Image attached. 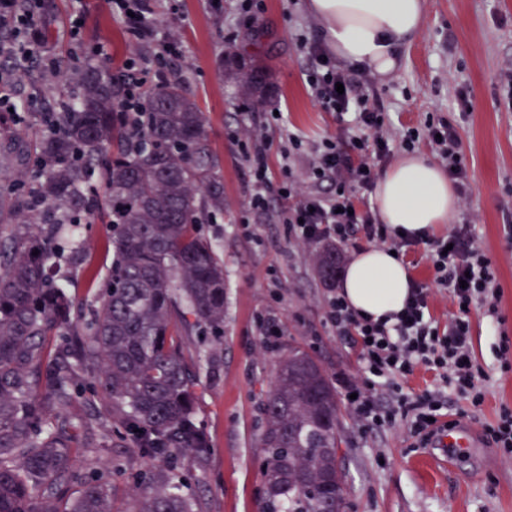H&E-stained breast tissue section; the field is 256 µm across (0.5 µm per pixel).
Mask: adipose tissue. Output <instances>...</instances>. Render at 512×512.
Listing matches in <instances>:
<instances>
[{"mask_svg":"<svg viewBox=\"0 0 512 512\" xmlns=\"http://www.w3.org/2000/svg\"><path fill=\"white\" fill-rule=\"evenodd\" d=\"M307 9L325 23L339 61L379 75L397 66L399 48L425 20L424 0H308ZM374 197L381 222L411 234L447 223L458 204L447 173L415 154L383 173ZM410 280L401 260L371 246L355 253L341 291L354 310L378 319L403 307Z\"/></svg>","mask_w":512,"mask_h":512,"instance_id":"1","label":"adipose tissue"}]
</instances>
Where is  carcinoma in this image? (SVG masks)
I'll list each match as a JSON object with an SVG mask.
<instances>
[{
    "instance_id": "cac0c4a2",
    "label": "carcinoma",
    "mask_w": 512,
    "mask_h": 512,
    "mask_svg": "<svg viewBox=\"0 0 512 512\" xmlns=\"http://www.w3.org/2000/svg\"><path fill=\"white\" fill-rule=\"evenodd\" d=\"M77 85L76 109L56 113L58 130L37 143L36 181L22 196L0 190V512H115L112 484L75 472L77 451L95 447L94 428L110 417L152 464L210 454L197 377L175 339L177 318L187 333L224 327V264L196 232L224 211L205 115L177 81L148 91L142 112L117 111L123 83L105 63L87 66ZM0 151L26 159L17 137ZM93 206L112 226V274L77 337L50 259L74 244L61 239L64 222ZM24 218L33 228L17 235L9 225ZM337 266L336 249H324L321 277L333 283ZM263 412L262 512H326L305 480L326 479L331 498L345 480L336 391L301 347L281 359ZM141 485L124 512H202L177 473L151 469Z\"/></svg>"
}]
</instances>
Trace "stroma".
Listing matches in <instances>:
<instances>
[{
  "instance_id": "obj_1",
  "label": "stroma",
  "mask_w": 512,
  "mask_h": 512,
  "mask_svg": "<svg viewBox=\"0 0 512 512\" xmlns=\"http://www.w3.org/2000/svg\"><path fill=\"white\" fill-rule=\"evenodd\" d=\"M216 14L209 0H179L178 31L186 46L174 63L177 79L206 116V132L220 161L224 215L199 231L224 262V334L198 341L184 337L186 361L201 375L196 389L197 419L210 444L204 467L178 461L176 473H191L203 512H257L262 486V401L289 347L307 350L330 381L356 377L361 360L350 341L336 336L326 321L330 286L317 273L320 244L296 240L281 219L282 204L270 195L266 209L248 203V173L242 148L264 133L273 146L269 175L280 182L291 168L301 189L312 150L330 137H349L334 114L323 111L305 81L307 59L297 35L324 39L325 25L306 9V0H256L243 14L237 0H223ZM72 0H47L41 26L48 46L68 62L71 44L64 27ZM426 18L417 35L399 50L387 75L365 73L369 89L386 107L385 135L397 142L403 130L422 127L431 115L449 116L458 88H468L473 107L455 118L470 171L471 196L459 204L453 222L469 217L484 250L498 269L496 315L472 309L474 363L484 373L479 407L449 396L442 420L466 418L476 447L453 455L452 464L423 469L426 452L405 422L363 429L345 399H338L340 463L347 474L343 512H512V459L485 436L503 410H512V109L505 99L512 66V0H425ZM87 45L101 46L114 76L134 51L124 26L104 0H86L82 25ZM259 79L265 100L256 103L245 83ZM17 98L29 102L24 123L0 124L28 143L44 133L41 117L70 96V85L46 76L37 64L15 82ZM280 110L283 128L266 127L268 112ZM298 136L301 154L284 161L278 145L284 133ZM112 227L87 220L76 228L81 259L70 253L51 260L54 279L75 301L80 318L102 304L101 290L112 267ZM276 347H268V335ZM98 448L80 454L82 474L110 477L113 506L121 512L135 493L142 459L115 442L110 427L99 430Z\"/></svg>"
}]
</instances>
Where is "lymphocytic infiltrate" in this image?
<instances>
[{
  "instance_id": "obj_1",
  "label": "lymphocytic infiltrate",
  "mask_w": 512,
  "mask_h": 512,
  "mask_svg": "<svg viewBox=\"0 0 512 512\" xmlns=\"http://www.w3.org/2000/svg\"><path fill=\"white\" fill-rule=\"evenodd\" d=\"M106 5L113 17L123 22L132 44H147L155 50L153 57L137 54L125 63L132 80L125 86L121 109L134 114L143 107L146 85L159 88L169 82L168 63L183 58V42L159 23L153 0H106ZM45 16L46 0H0V29L8 33L0 40V57L12 60L18 69L36 63L58 73V59L38 34ZM298 43L308 59L306 82L313 99L336 118H350L360 134L348 141L329 138L316 148L308 178L317 186L332 182L336 191L328 196L300 191L288 170L278 185H271V143L261 139L259 146L244 152L251 174V206L265 208L268 193L276 187L283 193L285 223L304 242L344 245L359 231L368 242L399 255L424 245L433 281L447 290L455 308L447 331L433 325L430 293L416 280L411 283L404 308L392 321H375L356 313L338 293L328 298L326 316L337 336L352 337L360 349L361 374L340 378L339 385L362 426L402 419L414 434L427 440L434 434L433 419L446 402V389L470 396L472 405L482 401L479 371L470 361L468 309L497 299V267L477 243L469 221L454 225L447 236L428 235L417 240L379 223L370 207L362 204V197L375 187L378 167L391 155L383 135L385 111L378 97L365 87L361 69L338 65L335 54L321 41L302 36ZM426 129L428 140L450 166L449 178L459 194H466L468 167L454 122L442 117L427 122ZM421 366L435 371L443 387L413 398L404 393L402 383Z\"/></svg>"
}]
</instances>
